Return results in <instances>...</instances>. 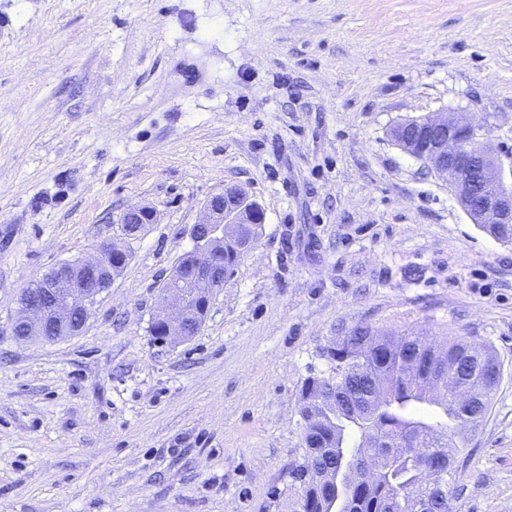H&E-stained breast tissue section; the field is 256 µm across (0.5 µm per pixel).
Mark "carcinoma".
<instances>
[{
    "mask_svg": "<svg viewBox=\"0 0 512 512\" xmlns=\"http://www.w3.org/2000/svg\"><path fill=\"white\" fill-rule=\"evenodd\" d=\"M512 244V224H483ZM465 336L431 349L411 331L356 325L324 352L299 408L306 463L292 471L309 512H322L319 474L353 462L338 512H448L456 470L446 448H464L461 420L484 417L499 383L495 358L479 359Z\"/></svg>",
    "mask_w": 512,
    "mask_h": 512,
    "instance_id": "cac0c4a2",
    "label": "carcinoma"
}]
</instances>
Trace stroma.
I'll list each match as a JSON object with an SVG mask.
<instances>
[{
    "mask_svg": "<svg viewBox=\"0 0 512 512\" xmlns=\"http://www.w3.org/2000/svg\"><path fill=\"white\" fill-rule=\"evenodd\" d=\"M469 113L512 165V0H0V512H293L305 379L342 329L493 348L450 512H512V245L394 144ZM264 221L196 336L151 333L204 202ZM146 205L155 223L123 237ZM122 240L83 330L28 286ZM156 215L154 211L145 206H135L128 208L120 216V224H127L126 236H133L138 233L145 224L155 223Z\"/></svg>",
    "mask_w": 512,
    "mask_h": 512,
    "instance_id": "35a3bbf8",
    "label": "stroma"
}]
</instances>
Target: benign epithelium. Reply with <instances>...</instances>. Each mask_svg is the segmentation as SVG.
I'll use <instances>...</instances> for the list:
<instances>
[{
	"label": "benign epithelium",
	"mask_w": 512,
	"mask_h": 512,
	"mask_svg": "<svg viewBox=\"0 0 512 512\" xmlns=\"http://www.w3.org/2000/svg\"><path fill=\"white\" fill-rule=\"evenodd\" d=\"M391 137L410 156L424 162L446 179L457 201L475 224H512V169L507 171L492 153L488 131L471 115L437 112L423 119L401 122ZM259 205L246 192L227 188L204 204L203 219L191 228L192 257L188 266L171 269L161 293V311L151 327L167 338L185 340L196 334L208 306L209 291L224 287V240L238 237L237 225L255 224ZM145 206L127 209L120 216L126 235L133 236L155 223ZM128 259L118 242L95 256L61 262L27 290L31 299L12 325L17 339L45 337L51 319L75 314L81 321L68 332L79 333L97 297Z\"/></svg>",
	"instance_id": "7a95c632"
}]
</instances>
